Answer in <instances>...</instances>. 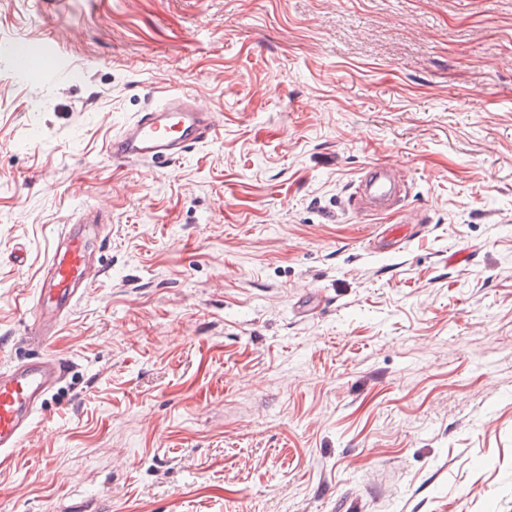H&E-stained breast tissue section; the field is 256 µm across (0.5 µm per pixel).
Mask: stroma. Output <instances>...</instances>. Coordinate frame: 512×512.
<instances>
[{
  "label": "stroma",
  "instance_id": "1",
  "mask_svg": "<svg viewBox=\"0 0 512 512\" xmlns=\"http://www.w3.org/2000/svg\"><path fill=\"white\" fill-rule=\"evenodd\" d=\"M172 89L216 134L109 161ZM46 354L0 512H512V0H0V366ZM56 62V49L51 43L43 44L21 67L28 69L52 70ZM397 195L398 186L392 172L372 167L360 177L351 197L358 207L380 212L390 208ZM98 273V274H97ZM87 265L86 243L73 224H65L33 306V327L51 336L72 307L76 294L93 282Z\"/></svg>",
  "mask_w": 512,
  "mask_h": 512
}]
</instances>
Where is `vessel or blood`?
Wrapping results in <instances>:
<instances>
[{"label": "vessel or blood", "mask_w": 512, "mask_h": 512, "mask_svg": "<svg viewBox=\"0 0 512 512\" xmlns=\"http://www.w3.org/2000/svg\"><path fill=\"white\" fill-rule=\"evenodd\" d=\"M213 113L196 106L181 92L149 101L133 120L113 136L108 156L116 163L162 164L181 157L214 133ZM398 195L391 171L370 168L352 194L358 207L374 212L390 208ZM94 280L86 259V243L73 225H64L46 275L38 290L33 326L52 335L70 310L77 293ZM60 360L41 357L0 369V464L15 454L39 406L61 377Z\"/></svg>", "instance_id": "1"}]
</instances>
